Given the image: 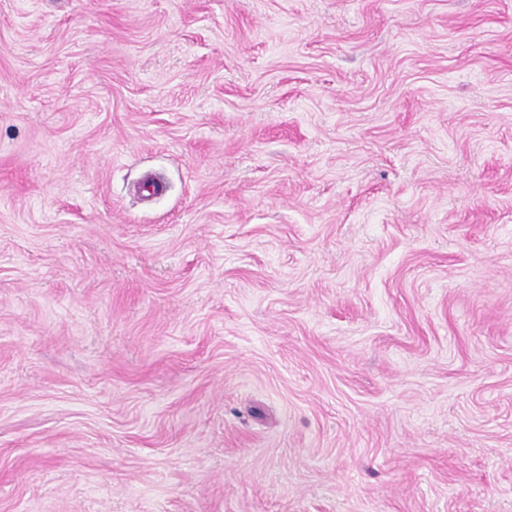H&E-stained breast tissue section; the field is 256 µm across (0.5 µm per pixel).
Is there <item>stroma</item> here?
Wrapping results in <instances>:
<instances>
[{"label": "stroma", "mask_w": 512, "mask_h": 512, "mask_svg": "<svg viewBox=\"0 0 512 512\" xmlns=\"http://www.w3.org/2000/svg\"><path fill=\"white\" fill-rule=\"evenodd\" d=\"M0 512H512V0H0Z\"/></svg>", "instance_id": "1"}]
</instances>
